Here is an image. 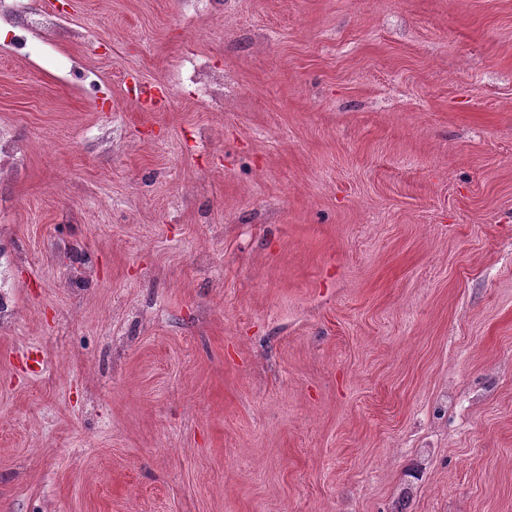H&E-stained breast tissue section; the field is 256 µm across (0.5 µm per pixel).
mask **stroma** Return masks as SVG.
<instances>
[{
	"instance_id": "stroma-1",
	"label": "stroma",
	"mask_w": 512,
	"mask_h": 512,
	"mask_svg": "<svg viewBox=\"0 0 512 512\" xmlns=\"http://www.w3.org/2000/svg\"><path fill=\"white\" fill-rule=\"evenodd\" d=\"M27 2L0 512H512V0ZM207 63L206 61L197 60L195 58H190L186 61V64L181 68V76L183 80H189L190 83L196 84L198 86H204L205 90L208 91L210 100H216L219 98V89L214 87L210 82L214 80H208L209 76H207Z\"/></svg>"
}]
</instances>
